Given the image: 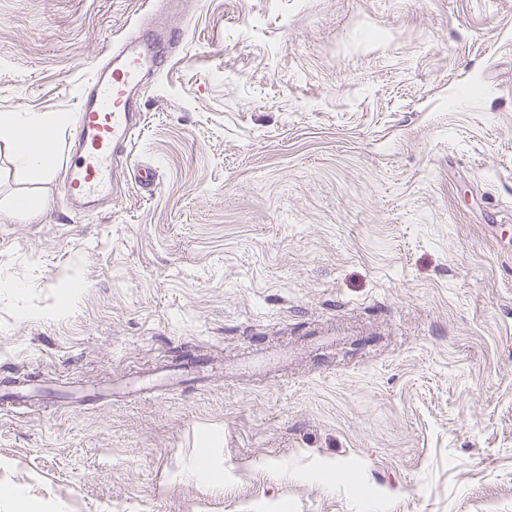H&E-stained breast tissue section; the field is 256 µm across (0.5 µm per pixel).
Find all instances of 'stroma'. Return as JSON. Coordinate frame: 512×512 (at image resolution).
Instances as JSON below:
<instances>
[{
    "mask_svg": "<svg viewBox=\"0 0 512 512\" xmlns=\"http://www.w3.org/2000/svg\"><path fill=\"white\" fill-rule=\"evenodd\" d=\"M144 8L0 0V114L75 113ZM141 98L154 188L79 210L0 154V197L48 199L0 218V395L42 396L0 403V486L33 512H512V0H198ZM202 450L223 488L182 475ZM46 207L44 196L22 193L12 195L6 202L1 201L0 212L10 217H33L43 213Z\"/></svg>",
    "mask_w": 512,
    "mask_h": 512,
    "instance_id": "stroma-1",
    "label": "stroma"
}]
</instances>
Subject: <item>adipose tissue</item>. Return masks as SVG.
I'll return each mask as SVG.
<instances>
[{"label":"adipose tissue","instance_id":"ef3b65f1","mask_svg":"<svg viewBox=\"0 0 512 512\" xmlns=\"http://www.w3.org/2000/svg\"><path fill=\"white\" fill-rule=\"evenodd\" d=\"M69 121V115L64 113L49 118L0 115V146L8 149L9 160L15 170L48 177L56 164L53 133Z\"/></svg>","mask_w":512,"mask_h":512}]
</instances>
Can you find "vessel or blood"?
<instances>
[{
	"label": "vessel or blood",
	"instance_id": "obj_1",
	"mask_svg": "<svg viewBox=\"0 0 512 512\" xmlns=\"http://www.w3.org/2000/svg\"><path fill=\"white\" fill-rule=\"evenodd\" d=\"M141 31L110 45L77 107V135L63 167L61 188L71 201L112 196L117 174L134 154L141 124L138 90L161 71V51L183 45L184 32L144 16Z\"/></svg>",
	"mask_w": 512,
	"mask_h": 512
}]
</instances>
